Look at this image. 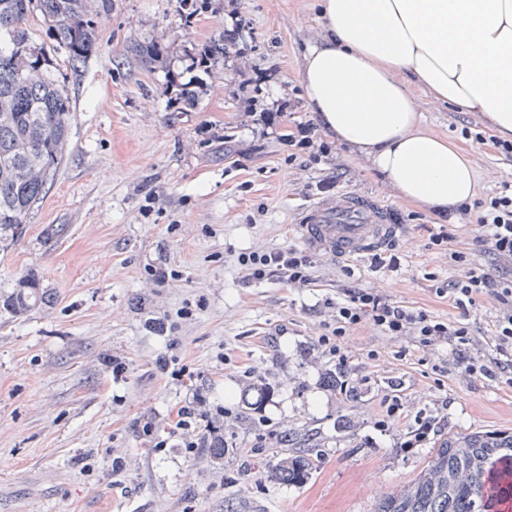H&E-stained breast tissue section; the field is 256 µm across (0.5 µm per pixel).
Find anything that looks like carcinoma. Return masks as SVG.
<instances>
[{
	"label": "carcinoma",
	"mask_w": 512,
	"mask_h": 512,
	"mask_svg": "<svg viewBox=\"0 0 512 512\" xmlns=\"http://www.w3.org/2000/svg\"><path fill=\"white\" fill-rule=\"evenodd\" d=\"M39 12L53 50L32 44L28 21ZM98 22L86 0H0V244L21 238L26 219L46 197L68 148L70 97L50 52L61 51L71 70L91 55ZM53 304L52 294L26 278L0 296V308L24 314ZM291 449L274 471L277 480L300 485L312 471L303 435L286 432ZM512 477V432H474L437 449L419 477L380 499L375 512H493L498 499L488 483Z\"/></svg>",
	"instance_id": "1"
}]
</instances>
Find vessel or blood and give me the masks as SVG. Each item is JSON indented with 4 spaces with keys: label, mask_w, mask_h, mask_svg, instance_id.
<instances>
[{
    "label": "vessel or blood",
    "mask_w": 512,
    "mask_h": 512,
    "mask_svg": "<svg viewBox=\"0 0 512 512\" xmlns=\"http://www.w3.org/2000/svg\"><path fill=\"white\" fill-rule=\"evenodd\" d=\"M369 212L367 199L348 194L334 210L324 205L307 207L296 233L314 251L338 258H362L380 249L392 231L384 213H374V220L369 221L365 218Z\"/></svg>",
    "instance_id": "obj_1"
}]
</instances>
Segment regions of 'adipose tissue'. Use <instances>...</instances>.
<instances>
[{
  "label": "adipose tissue",
  "instance_id": "obj_1",
  "mask_svg": "<svg viewBox=\"0 0 512 512\" xmlns=\"http://www.w3.org/2000/svg\"><path fill=\"white\" fill-rule=\"evenodd\" d=\"M323 17L303 81L324 130L403 198L436 211L470 203L472 162L420 130L414 89L486 114L512 138V0H325Z\"/></svg>",
  "mask_w": 512,
  "mask_h": 512
}]
</instances>
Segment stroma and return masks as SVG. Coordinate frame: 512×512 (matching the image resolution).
<instances>
[{
	"label": "stroma",
	"instance_id": "stroma-1",
	"mask_svg": "<svg viewBox=\"0 0 512 512\" xmlns=\"http://www.w3.org/2000/svg\"><path fill=\"white\" fill-rule=\"evenodd\" d=\"M321 3L239 0L250 26L185 108L169 73L191 79V55L224 33V0L190 22L180 0H92L98 51L63 73L66 157L24 236L0 247V292L32 275L54 295L36 312H0V512H373L448 438L512 432V385L496 373L463 379L446 343L425 352L413 337L362 326L345 365L354 397L324 387L336 365L318 345L324 302L341 289L369 288L442 318L458 311L432 287L456 275L429 245L433 211L340 141L320 163L289 160L277 134L261 135L244 114L233 86L239 49L255 68L279 69L263 96L293 102L287 122L315 120L301 79L307 47L326 34ZM149 43L167 51L170 68L128 51ZM415 94L422 130L468 155L478 192L512 182V158L461 136L474 125L492 134L484 114ZM243 139L259 158L232 152ZM322 181L333 191L320 192ZM346 192L405 214L398 271L321 254L309 287L243 282L240 253L300 247L302 210ZM259 382L274 394L243 414L241 392ZM197 394L222 429V457L204 429H173ZM392 397L400 411L390 418ZM419 416L432 419L430 438L404 449ZM285 431L315 434L305 484L272 476Z\"/></svg>",
	"mask_w": 512,
	"mask_h": 512
}]
</instances>
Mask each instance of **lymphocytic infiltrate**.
I'll use <instances>...</instances> for the list:
<instances>
[{"label": "lymphocytic infiltrate", "mask_w": 512, "mask_h": 512, "mask_svg": "<svg viewBox=\"0 0 512 512\" xmlns=\"http://www.w3.org/2000/svg\"><path fill=\"white\" fill-rule=\"evenodd\" d=\"M235 72L239 90L247 94L245 111L252 124L264 131L275 127L283 115V105L259 103L257 94L264 85L278 80V72L254 69L242 51L236 55ZM281 143L287 147L288 157L292 160L305 155L314 162L330 151L317 125L311 121H298L289 126ZM459 216L474 241L487 245L495 260L504 267L500 273L469 267L466 252L449 247L446 231L430 234L431 245L440 250L449 266L458 271L453 281L436 285L435 293L450 296L456 308L461 309V316L444 319L426 310L399 304L376 292L350 290L344 298L331 303V315L322 323L319 345L336 356L339 363H346V337L361 324L368 323L386 336L413 337L424 351L441 342L453 343V362L463 377H474L491 366L512 376V184L504 182L490 189L483 198L475 200L472 207L461 208ZM238 263L246 280L276 279L298 287L311 283L316 266L311 254L293 247L244 252L239 255ZM488 300L495 304L491 345L497 354L490 365L484 358L467 351L472 336L467 314Z\"/></svg>", "instance_id": "lymphocytic-infiltrate-1"}]
</instances>
